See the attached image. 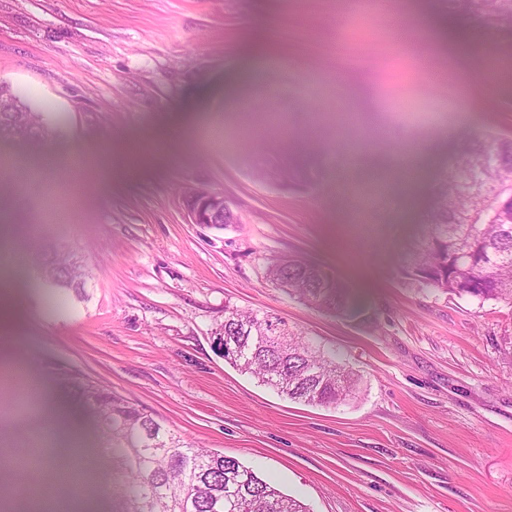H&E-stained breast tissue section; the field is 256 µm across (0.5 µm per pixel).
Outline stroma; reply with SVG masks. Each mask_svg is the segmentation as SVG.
I'll list each match as a JSON object with an SVG mask.
<instances>
[{
	"mask_svg": "<svg viewBox=\"0 0 512 512\" xmlns=\"http://www.w3.org/2000/svg\"><path fill=\"white\" fill-rule=\"evenodd\" d=\"M454 24L446 0L356 15L346 0H0V82L46 128L35 145L0 139V154L59 165L0 178L15 226L0 347L39 382L33 397L0 387V432L62 412L88 512H113L99 419L62 387L76 374L309 512H512V304L404 271L463 141L512 138V71L467 96L459 83L512 63V39L467 20L454 68L438 47ZM422 54L446 84L422 81ZM261 106L301 133L319 114L315 151L255 129ZM417 155L412 191L394 166ZM199 192L224 196L235 223H192ZM46 243L86 273L85 298L62 309L31 260ZM293 257L344 282L359 312L276 288L268 263ZM228 306L302 331L360 376L357 397L307 405L240 373L213 343Z\"/></svg>",
	"mask_w": 512,
	"mask_h": 512,
	"instance_id": "obj_1",
	"label": "stroma"
}]
</instances>
